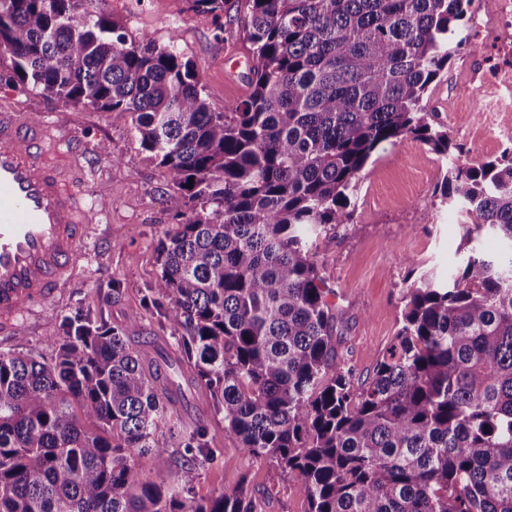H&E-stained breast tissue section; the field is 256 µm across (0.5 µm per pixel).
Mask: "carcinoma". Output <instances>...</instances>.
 I'll return each instance as SVG.
<instances>
[{
    "label": "carcinoma",
    "instance_id": "1",
    "mask_svg": "<svg viewBox=\"0 0 512 512\" xmlns=\"http://www.w3.org/2000/svg\"><path fill=\"white\" fill-rule=\"evenodd\" d=\"M471 0H245L247 98L212 110L176 37L134 40L74 0H0V81L64 105L128 112L181 192L150 300L185 330L224 432L274 462L309 512H512V156L454 164L442 201L503 253L421 274L364 384L336 360L307 240L351 223L384 142L458 150L424 97L465 34ZM218 17L224 0H193ZM56 356L0 350V512H254L244 488L186 498L202 429L173 485L139 476L180 422L153 338L50 319ZM77 404L81 415L72 411Z\"/></svg>",
    "mask_w": 512,
    "mask_h": 512
}]
</instances>
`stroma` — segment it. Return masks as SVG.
Returning a JSON list of instances; mask_svg holds the SVG:
<instances>
[{
    "mask_svg": "<svg viewBox=\"0 0 512 512\" xmlns=\"http://www.w3.org/2000/svg\"><path fill=\"white\" fill-rule=\"evenodd\" d=\"M81 9L102 14L138 39L156 44L176 39L204 87L210 107L223 111L240 102L249 88L241 59L248 54L243 39L244 0H226L220 19L196 15L191 0H79ZM469 34L481 44L477 54L456 53L431 85L425 98L429 111L462 152L465 163L499 157L508 145L496 138L499 126L512 127V112L493 110L497 99H512V87L496 83L491 62L497 43L474 17L465 19ZM38 115L58 125L61 135L86 153L91 182L106 189L105 206L95 218L90 246L67 288L28 320L22 336L0 337V349L52 358L46 337L50 315L90 316L122 330L130 340L153 337L158 350L176 365L172 377L182 384L179 427H160L155 437L166 448L149 472L152 480H174L185 462L183 429L204 425L213 454L197 461L198 477L191 496L206 502L222 491L246 488L255 512H309L303 490L273 462L245 452L224 431V415L208 392L187 385L192 366L178 362L181 328L148 311L145 299L160 268L156 249L174 231L175 193L163 169L140 144L132 117L65 107L55 97L0 82V108ZM444 159L424 144L405 140L382 143L370 158L352 200L350 224L310 239L308 258L331 290L328 301L336 315L338 360L366 382L382 352L401 326L402 298L411 284L401 256L413 254L435 280L462 272L467 251L457 215L441 204L436 191Z\"/></svg>",
    "mask_w": 512,
    "mask_h": 512,
    "instance_id": "obj_1",
    "label": "stroma"
}]
</instances>
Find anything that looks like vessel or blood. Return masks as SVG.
I'll list each match as a JSON object with an SVG mask.
<instances>
[{
	"label": "vessel or blood",
	"mask_w": 512,
	"mask_h": 512,
	"mask_svg": "<svg viewBox=\"0 0 512 512\" xmlns=\"http://www.w3.org/2000/svg\"><path fill=\"white\" fill-rule=\"evenodd\" d=\"M84 169L45 124L0 110V335L55 298L95 222Z\"/></svg>",
	"instance_id": "1"
}]
</instances>
